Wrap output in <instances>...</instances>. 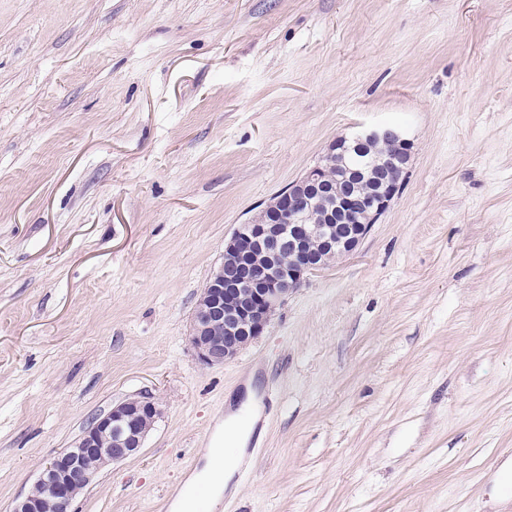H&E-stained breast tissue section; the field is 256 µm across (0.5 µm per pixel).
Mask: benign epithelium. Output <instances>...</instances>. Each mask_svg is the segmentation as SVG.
Wrapping results in <instances>:
<instances>
[{"label":"benign epithelium","instance_id":"7a95c632","mask_svg":"<svg viewBox=\"0 0 512 512\" xmlns=\"http://www.w3.org/2000/svg\"><path fill=\"white\" fill-rule=\"evenodd\" d=\"M378 152L367 166L374 187L342 197L339 217L320 224L313 212L320 197L339 190L346 180L344 160L362 145ZM413 143L398 126H360L333 140L321 160L260 214L238 225L224 242L233 263L202 288L192 318L189 342L199 362L221 366L262 335L275 311L302 286L307 275L356 251L399 193L412 159ZM336 170L330 180L326 171ZM160 415L148 394L128 398L97 418L77 438L75 451L62 450L37 476L33 489L12 512H71L82 489L99 472L137 454ZM90 455L93 465L80 455ZM47 488L49 493L41 490Z\"/></svg>","mask_w":512,"mask_h":512}]
</instances>
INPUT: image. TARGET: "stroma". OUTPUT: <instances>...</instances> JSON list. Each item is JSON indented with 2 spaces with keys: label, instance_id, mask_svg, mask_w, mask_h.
<instances>
[{
  "label": "stroma",
  "instance_id": "1",
  "mask_svg": "<svg viewBox=\"0 0 512 512\" xmlns=\"http://www.w3.org/2000/svg\"><path fill=\"white\" fill-rule=\"evenodd\" d=\"M379 123L413 143L388 210L201 365L225 239ZM249 383L214 512H512V0H0V512L142 393L73 509L172 512Z\"/></svg>",
  "mask_w": 512,
  "mask_h": 512
}]
</instances>
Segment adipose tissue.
<instances>
[{
  "label": "adipose tissue",
  "mask_w": 512,
  "mask_h": 512,
  "mask_svg": "<svg viewBox=\"0 0 512 512\" xmlns=\"http://www.w3.org/2000/svg\"><path fill=\"white\" fill-rule=\"evenodd\" d=\"M258 417V408L250 397L240 407L229 411L223 430L215 435L216 446L205 449L203 464L188 478L187 487L209 486L216 499L226 493H235L234 477L250 460L247 444Z\"/></svg>",
  "instance_id": "ef3b65f1"
}]
</instances>
